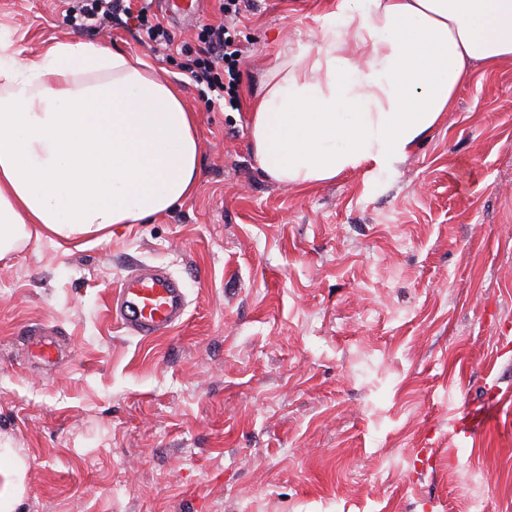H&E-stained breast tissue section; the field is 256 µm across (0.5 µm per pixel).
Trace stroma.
<instances>
[{"label":"stroma","mask_w":512,"mask_h":512,"mask_svg":"<svg viewBox=\"0 0 512 512\" xmlns=\"http://www.w3.org/2000/svg\"><path fill=\"white\" fill-rule=\"evenodd\" d=\"M182 2L155 0L176 43L156 53L134 25L72 21L67 0H0L19 58L53 38L138 55L202 139L197 191L168 214L0 260V512H512V66L474 70L390 172L287 188L256 167L245 107L184 67L220 0ZM325 6L253 0L238 100L315 43ZM141 265L188 300L147 339L113 307ZM492 380L502 406L459 444ZM489 422L486 411H468L456 423V434L462 441L474 438Z\"/></svg>","instance_id":"35a3bbf8"}]
</instances>
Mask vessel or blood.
<instances>
[{
	"label": "vessel or blood",
	"instance_id": "vessel-or-blood-1",
	"mask_svg": "<svg viewBox=\"0 0 512 512\" xmlns=\"http://www.w3.org/2000/svg\"><path fill=\"white\" fill-rule=\"evenodd\" d=\"M114 307L117 320L131 335L148 338L182 323L187 301L177 278L142 266L123 279ZM488 422L486 412H466L456 423V433L463 440L475 437Z\"/></svg>",
	"mask_w": 512,
	"mask_h": 512
}]
</instances>
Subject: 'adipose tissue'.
Instances as JSON below:
<instances>
[{"mask_svg":"<svg viewBox=\"0 0 512 512\" xmlns=\"http://www.w3.org/2000/svg\"><path fill=\"white\" fill-rule=\"evenodd\" d=\"M319 22L248 103L255 163L284 186L386 172L470 72L512 62V0H334ZM201 150L195 112L143 59L55 38L22 62L0 34V258L35 226L76 244L168 214Z\"/></svg>","mask_w":512,"mask_h":512,"instance_id":"obj_1","label":"adipose tissue"}]
</instances>
